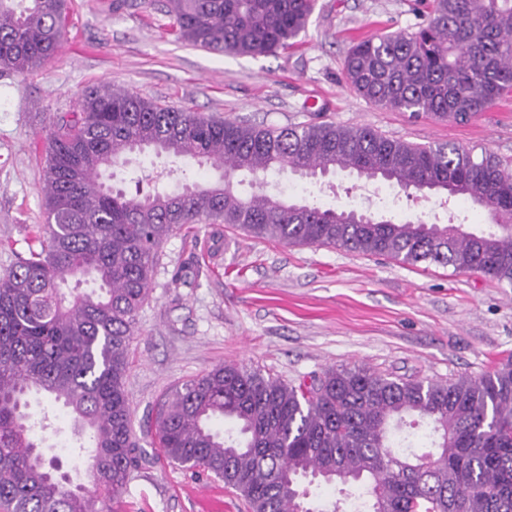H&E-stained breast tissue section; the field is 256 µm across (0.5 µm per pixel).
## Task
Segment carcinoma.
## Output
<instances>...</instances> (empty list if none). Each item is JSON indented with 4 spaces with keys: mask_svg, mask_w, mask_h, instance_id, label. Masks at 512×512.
Listing matches in <instances>:
<instances>
[{
    "mask_svg": "<svg viewBox=\"0 0 512 512\" xmlns=\"http://www.w3.org/2000/svg\"><path fill=\"white\" fill-rule=\"evenodd\" d=\"M315 0H167L177 38L236 55L285 50ZM427 22L353 42L349 86L376 106L465 124L512 91V0H428ZM64 0H0V72L51 59ZM46 224L0 276V512H123L144 454L125 388L137 316L161 245L189 224H231L288 246L317 245L479 272L512 286V164L483 148L420 145L370 127H278L205 117L124 89L95 86L44 139ZM182 157L220 181L128 196L103 174L133 153ZM289 167L305 176L350 169L402 189L445 192L485 209L491 224L394 223L258 190ZM70 278L98 283L66 293ZM61 403L87 433L91 487L57 472L34 437L48 417L31 392ZM406 417L430 426L434 453L409 458ZM221 418L236 430L212 429ZM158 459L201 469L250 512H340L313 505L303 482L357 489V512H512V360L479 377L404 379L328 368L293 384L235 363L189 378L153 411Z\"/></svg>",
    "mask_w": 512,
    "mask_h": 512,
    "instance_id": "cac0c4a2",
    "label": "carcinoma"
}]
</instances>
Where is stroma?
<instances>
[{
  "mask_svg": "<svg viewBox=\"0 0 512 512\" xmlns=\"http://www.w3.org/2000/svg\"><path fill=\"white\" fill-rule=\"evenodd\" d=\"M55 56L16 75L0 72V274L44 224L42 138L56 115L74 112L85 89L109 84L205 116L276 126L334 122L369 126L424 144L485 147L512 160V93L465 124L410 117L355 93L343 74L353 40L411 31L425 23L420 0H316L300 44L261 56H234L179 41L162 6L140 0H67ZM153 152L115 168L127 193L181 186L156 183ZM279 190L320 205L370 211L395 222L422 219L479 230L487 212L464 201L336 171L307 177L287 170ZM512 358V286L450 267H410L383 257L315 245L285 246L226 224L171 235L148 304L138 316L126 389L142 448L148 416L179 382L234 362L299 382L325 369L365 366L401 377L480 376ZM60 436L45 456L89 485L87 458L71 456L77 426L53 407ZM126 512H248L245 501L207 473L147 456L131 476Z\"/></svg>",
  "mask_w": 512,
  "mask_h": 512,
  "instance_id": "35a3bbf8",
  "label": "stroma"
}]
</instances>
